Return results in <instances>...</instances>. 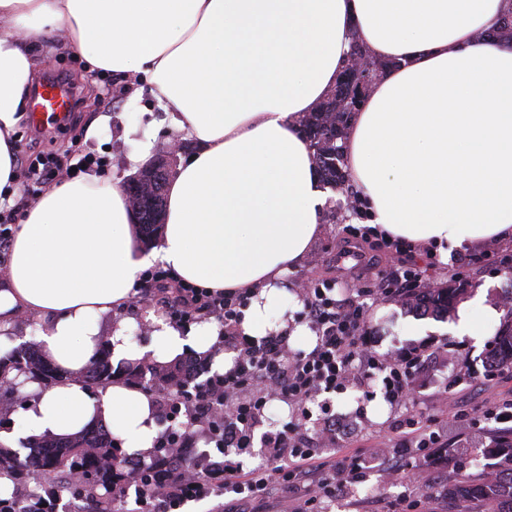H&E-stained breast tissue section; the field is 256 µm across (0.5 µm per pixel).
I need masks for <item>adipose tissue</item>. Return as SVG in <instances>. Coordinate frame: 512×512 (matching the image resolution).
<instances>
[{
	"instance_id": "ef3b65f1",
	"label": "adipose tissue",
	"mask_w": 512,
	"mask_h": 512,
	"mask_svg": "<svg viewBox=\"0 0 512 512\" xmlns=\"http://www.w3.org/2000/svg\"><path fill=\"white\" fill-rule=\"evenodd\" d=\"M512 0H0V194L21 216L0 276V335L37 322L41 355L70 371L26 384L0 424V446L104 427L142 459L157 408L117 378L74 380L108 350L112 363L185 354L234 365L210 321L145 318L133 347L121 312L140 273L159 265L215 293L250 296L239 326L260 339L287 330V276L322 230L326 195L301 123L335 86L353 36L391 62L344 143L370 226L420 249L512 239V43L497 36ZM87 72L134 88L148 80L175 131L197 149L167 185L151 247L119 181L93 171L23 195L16 131L51 32Z\"/></svg>"
}]
</instances>
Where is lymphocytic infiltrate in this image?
<instances>
[{"label": "lymphocytic infiltrate", "instance_id": "1", "mask_svg": "<svg viewBox=\"0 0 512 512\" xmlns=\"http://www.w3.org/2000/svg\"><path fill=\"white\" fill-rule=\"evenodd\" d=\"M331 279L306 278L302 316L317 335L308 352L288 347L287 334L248 339L236 331L242 293L213 294L186 282H178L179 305L172 314L189 320L211 316L224 325V341L238 351L232 369L208 377L200 396L174 398L179 415L196 429L195 435L176 439L175 447L192 446L194 436L214 444L223 459L208 470H188L179 461H159L153 487L135 498L136 512H180L186 502L225 497L224 512H238L240 503L262 512L276 492L300 488L292 497L290 512H316L324 499L346 494L356 484L382 470L398 473L400 467L419 460L433 467L444 463L448 441L434 417L409 418L396 432L391 451L367 448L356 453L324 454L312 441L299 438L298 429L310 416L308 405L318 395L341 392L355 379L380 381L391 403L410 399L416 375L434 355L422 345L385 357L373 349L367 310L358 297L337 299ZM288 400L297 417L280 429L255 439L266 408L272 400ZM261 441L263 461L244 469L240 458L251 454Z\"/></svg>", "mask_w": 512, "mask_h": 512}]
</instances>
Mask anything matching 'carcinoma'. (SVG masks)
<instances>
[{"label": "carcinoma", "instance_id": "obj_1", "mask_svg": "<svg viewBox=\"0 0 512 512\" xmlns=\"http://www.w3.org/2000/svg\"><path fill=\"white\" fill-rule=\"evenodd\" d=\"M364 105L362 99L351 107L330 94L302 123V132L314 148L322 182L345 190L350 207L357 210L360 209L358 192L350 183L336 140L344 138L352 117ZM167 182L168 179H163L155 190L141 196L145 210L138 226L146 243L156 239L159 222L163 220ZM466 287V282L454 280L442 288H429L414 298L415 307L424 313L446 311ZM485 365L490 370L512 368V307L492 340ZM116 375L108 355L104 354L80 372L77 380L89 388H98L111 383ZM58 377V370L41 359L33 344L23 343L0 356V383H9L8 387L0 388V404L11 409L22 403L17 393L25 383H48ZM124 378L141 386L153 385L159 390H177L181 394L199 389V382L184 377L181 363L157 366L139 361L125 368ZM476 457H500L508 461L509 467L494 480L479 473L470 474L462 483L448 488V494L479 506L482 512H512V437H501L478 449ZM2 476L11 480L13 491L0 497V512H54V503L63 495L73 500H91L94 502L91 512H101V501L94 498L96 491L102 489L110 494L115 484L134 480L127 458L118 455L112 436L100 427L68 441L39 440L24 457L17 451L0 448Z\"/></svg>", "mask_w": 512, "mask_h": 512}]
</instances>
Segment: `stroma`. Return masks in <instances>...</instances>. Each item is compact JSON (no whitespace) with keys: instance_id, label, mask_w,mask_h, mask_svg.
<instances>
[{"instance_id":"obj_1","label":"stroma","mask_w":512,"mask_h":512,"mask_svg":"<svg viewBox=\"0 0 512 512\" xmlns=\"http://www.w3.org/2000/svg\"><path fill=\"white\" fill-rule=\"evenodd\" d=\"M42 68L61 71L73 84L81 100L80 122L63 129L51 124L37 128L31 117H24L16 133L18 143L38 138L46 154L61 158L67 165L76 163L81 155H92L98 159V168L105 177L124 181L131 176L127 166L130 153L144 150L153 158L176 139V132L169 127L150 89H143L136 99H128L117 78L87 73L68 53L60 50L47 57ZM349 224L358 227L362 221L340 206L335 223L324 225L304 261L289 273L291 299L285 313L289 325L300 322L303 306L298 298V285L303 278L333 276L337 279V288H352L353 277L361 272L357 256L372 252L375 242L369 239L353 246L344 243L343 229ZM490 252L501 259L511 258L512 243L489 242L451 252L444 260H431L429 252L417 249L413 250L412 257L418 263H429L432 287L445 286L455 273H463L469 283L464 300L478 298L502 312L506 309L505 297L512 293V285L498 267L485 261V254ZM370 311L374 349L378 353L399 352L435 341L447 342L448 347L439 352L435 363L424 367L417 375L415 399L409 406L387 402L380 395L381 385L377 382L371 385L376 396L369 401L357 386L330 395L336 415L337 450L391 447L397 423L410 413L447 417L444 433L448 454L465 462L471 461L477 447L489 444L495 436L512 432L511 424L480 417L490 402L512 401V369L486 371L487 342L459 335L455 329L456 311L441 317L422 316L407 307L400 297L380 299L371 304ZM460 409L474 414V421H452L453 412ZM460 478V472L452 466L445 468L436 482L417 466L395 475L382 472L357 485L351 495L324 501L319 510L388 512L391 502L411 484L430 501L432 512H459L460 503L449 498L448 485Z\"/></svg>"}]
</instances>
